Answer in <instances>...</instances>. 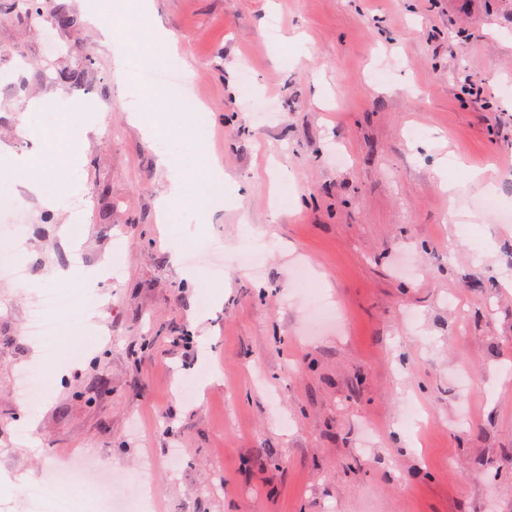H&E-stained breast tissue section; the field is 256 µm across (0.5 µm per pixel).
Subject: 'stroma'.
Masks as SVG:
<instances>
[{
	"label": "stroma",
	"mask_w": 512,
	"mask_h": 512,
	"mask_svg": "<svg viewBox=\"0 0 512 512\" xmlns=\"http://www.w3.org/2000/svg\"><path fill=\"white\" fill-rule=\"evenodd\" d=\"M11 2L0 174L29 225L26 283L0 278V498L13 512L51 467L45 500L95 512V486L67 473L78 452L117 479L153 462L151 512H512V223L467 184L492 165L512 209V0H154L207 109L194 138L241 187L199 185L204 222L157 219L167 124L155 115L149 141L129 114L150 111L159 86L117 77L83 0H39L35 20ZM474 73L489 103L464 93ZM76 99L108 109L87 121ZM21 162L52 167L51 204ZM214 237L223 277L186 278L174 248ZM301 276L339 326L307 331ZM66 287L88 290L57 315L66 337L26 336L34 295ZM28 367L56 381L23 405ZM410 400L421 426L403 415Z\"/></svg>",
	"instance_id": "obj_1"
}]
</instances>
